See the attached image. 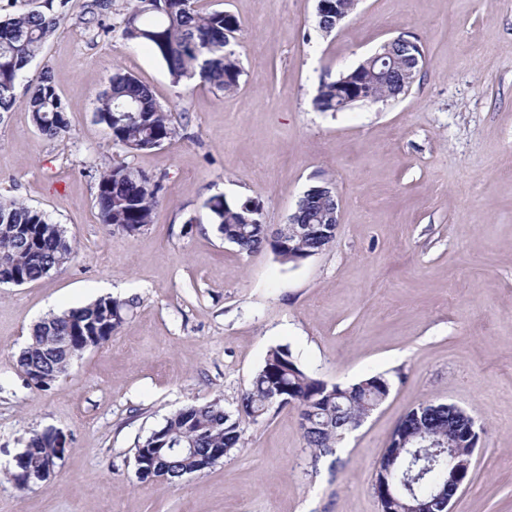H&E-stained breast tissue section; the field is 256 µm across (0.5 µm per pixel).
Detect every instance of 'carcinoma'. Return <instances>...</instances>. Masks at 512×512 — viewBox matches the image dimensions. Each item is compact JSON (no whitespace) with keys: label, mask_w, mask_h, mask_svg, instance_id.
I'll list each match as a JSON object with an SVG mask.
<instances>
[{"label":"carcinoma","mask_w":512,"mask_h":512,"mask_svg":"<svg viewBox=\"0 0 512 512\" xmlns=\"http://www.w3.org/2000/svg\"><path fill=\"white\" fill-rule=\"evenodd\" d=\"M197 3L128 0L122 37L149 46L165 63L173 83L196 78L219 92L231 93L239 87L242 68L228 41L241 32L242 23L226 11L204 10ZM65 4L66 0H60L56 8L53 0H46L42 9L0 20V115L14 109L17 81L60 26L59 9ZM351 73L349 69L333 80L321 81L313 99L317 111H336V90ZM25 107L43 137L55 140L70 134L65 107L48 70H42L31 86ZM128 107L133 110L132 118L124 115ZM94 119L108 129L112 145L131 155L155 149L184 130L172 111L156 102L149 86L120 69L113 71L108 86L97 97ZM158 190L151 176L128 165L100 173L95 204L102 223L129 235L143 231L152 223ZM207 209L211 223L239 252L249 255L269 248L283 264L295 266L300 258L325 250L336 238V228L315 223L308 227L287 223L273 230L261 222V206L253 200L230 203L214 196L208 200ZM76 255L63 227L42 211L0 200V282L40 280L66 267ZM133 306L132 300L109 296L50 315L33 329L18 355V367L24 374L39 371L38 389L48 390L67 374L85 337L97 336L108 342ZM343 391V397H336V385L306 371L288 347L277 346L270 349L241 395L236 412L225 410L217 400L188 405L168 415L137 442L136 448L145 452L160 449L158 469L168 483L175 484L197 466L196 458L177 447L195 448L199 455L210 448H222L225 456L231 457L244 448L247 424L266 418L276 405L294 403L315 465L335 451L359 418L389 395L390 383L383 375L374 374L343 387ZM469 423L470 419L460 413L450 418L447 411L426 403L408 411L397 424L396 433L445 440L452 425L463 443L457 451L465 457L479 442L475 436H464ZM420 453L411 471H404L398 462L385 476L387 488L379 492L384 512L391 508L388 495L399 499L411 491L419 498L431 499L447 482L448 466L453 461L448 449L422 448ZM57 456L56 430L34 431L8 470V479L14 484L25 480L55 464Z\"/></svg>","instance_id":"1"}]
</instances>
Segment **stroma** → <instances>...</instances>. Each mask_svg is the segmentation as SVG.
<instances>
[{"label": "stroma", "instance_id": "35a3bbf8", "mask_svg": "<svg viewBox=\"0 0 512 512\" xmlns=\"http://www.w3.org/2000/svg\"><path fill=\"white\" fill-rule=\"evenodd\" d=\"M87 3L69 0L0 116V197L44 211L78 250L51 277L0 284V468L32 431L65 441L48 482L21 492L0 475V512H381L376 464L427 401L480 428L453 512H512V0H362L329 37L315 0H202L243 23L230 94L173 84L151 48L126 42V0L99 25L85 23ZM402 33L426 57L407 96L314 108L321 80ZM116 67L187 114L185 137L132 156L113 147L94 109ZM45 68L64 139L43 138L24 105ZM119 162L160 181L154 222L134 236L94 203L99 173ZM322 182L341 203L336 238L296 266L240 253L206 207L251 198L275 228ZM108 296L136 301L120 331L51 389L25 387L16 359L34 325ZM278 345L328 383L382 374L391 392L318 465L290 404L201 473L138 479V440L190 404L235 410Z\"/></svg>", "mask_w": 512, "mask_h": 512}]
</instances>
